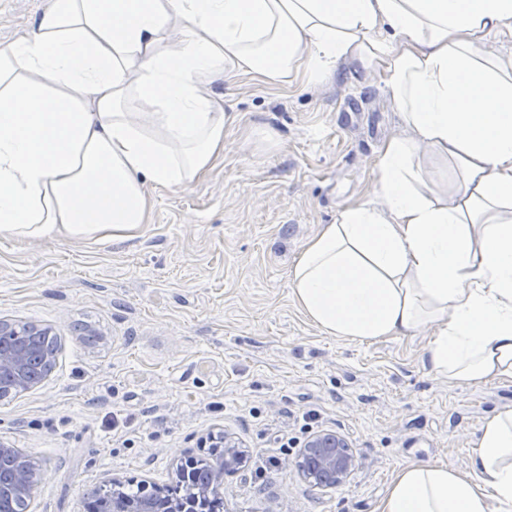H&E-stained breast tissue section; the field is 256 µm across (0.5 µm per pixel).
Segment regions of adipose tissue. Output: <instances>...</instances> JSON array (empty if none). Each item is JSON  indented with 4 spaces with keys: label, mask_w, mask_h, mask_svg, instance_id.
I'll use <instances>...</instances> for the list:
<instances>
[{
    "label": "adipose tissue",
    "mask_w": 512,
    "mask_h": 512,
    "mask_svg": "<svg viewBox=\"0 0 512 512\" xmlns=\"http://www.w3.org/2000/svg\"><path fill=\"white\" fill-rule=\"evenodd\" d=\"M505 31L512 0H49L0 47V237L134 239L147 184L189 186L223 154L211 86L319 85L359 67L406 132L379 153L382 205L321 225L291 293L328 335L429 324L432 372L512 381V59L483 48ZM423 146L458 167L454 200L426 188ZM378 512H512V412L483 424L474 475L412 463Z\"/></svg>",
    "instance_id": "ef3b65f1"
}]
</instances>
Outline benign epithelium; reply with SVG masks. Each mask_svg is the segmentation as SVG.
<instances>
[{
    "label": "benign epithelium",
    "mask_w": 512,
    "mask_h": 512,
    "mask_svg": "<svg viewBox=\"0 0 512 512\" xmlns=\"http://www.w3.org/2000/svg\"><path fill=\"white\" fill-rule=\"evenodd\" d=\"M11 333L15 336H48L50 331L35 325H27L18 331L12 324L0 321V334ZM37 354L36 347L27 343H18L8 349L0 350V385L8 392L21 394L36 386L31 375V363ZM209 447L215 449L219 460L225 467H218L210 475L205 485L196 488L195 503L188 508L197 512L199 504L210 501L215 496L224 495V475L233 473L244 463L239 442L226 434L209 437ZM346 439L332 431H323L310 437L295 460V467L305 480L320 473L318 487L331 488L343 483L355 466V458L348 451ZM41 468L33 465L16 471L6 482H0V499L22 497L34 498L41 482ZM112 496L102 501L103 512H161L162 492L155 487H143L142 496L135 506L130 507L120 497L122 481L114 479Z\"/></svg>",
    "instance_id": "benign-epithelium-1"
}]
</instances>
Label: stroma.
<instances>
[{
  "label": "stroma",
  "mask_w": 512,
  "mask_h": 512,
  "mask_svg": "<svg viewBox=\"0 0 512 512\" xmlns=\"http://www.w3.org/2000/svg\"><path fill=\"white\" fill-rule=\"evenodd\" d=\"M45 4L0 0V45ZM213 90L228 118L224 155L188 187L147 185L139 238H0V320L60 339L51 375L0 399V441L41 468L30 512H84L85 486L112 478L174 482L181 459L206 456L201 440L219 433L247 453L224 479V512H375L410 463L469 470L484 422L512 411V381L451 384L429 371L432 326L339 339L290 292L320 226L376 198L380 150L404 130L383 82L344 65L319 87L242 74ZM351 96L361 108L350 117ZM322 431L355 457L332 488L294 466Z\"/></svg>",
  "instance_id": "stroma-1"
}]
</instances>
